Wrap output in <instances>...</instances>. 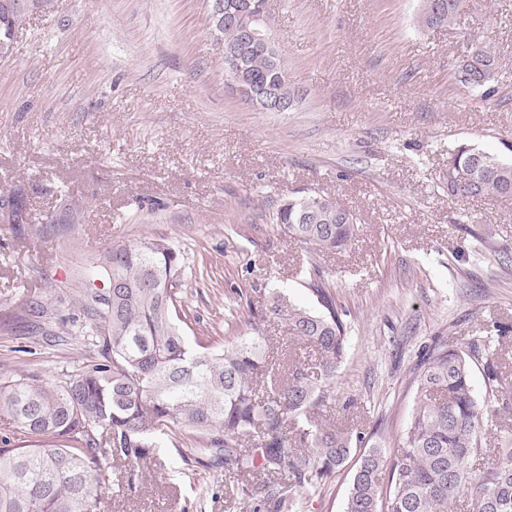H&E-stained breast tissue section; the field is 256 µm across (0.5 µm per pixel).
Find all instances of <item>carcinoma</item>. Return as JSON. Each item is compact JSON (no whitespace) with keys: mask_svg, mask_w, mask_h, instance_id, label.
<instances>
[{"mask_svg":"<svg viewBox=\"0 0 512 512\" xmlns=\"http://www.w3.org/2000/svg\"><path fill=\"white\" fill-rule=\"evenodd\" d=\"M462 2L421 0L420 25L457 24ZM27 15L0 9V32L17 29ZM221 35L224 51L244 60L253 84L294 98L282 65L264 44L244 41L241 24L224 23ZM474 61L455 70V79L484 87L497 62L483 50ZM448 164L475 175L473 183L453 187L457 194L505 197L512 189V162L474 145H459ZM272 220L319 252L346 248L357 235L354 216L316 192L284 201ZM182 276L180 252L164 238L106 249L97 277L121 287L110 299L103 288L87 286L80 295L83 336L99 357L50 377L24 373L0 383V411L29 441L12 448L9 437L0 439V512H101L111 483L157 460L155 451L172 435L195 437V454L256 479L243 492L257 496L265 512L297 510V492L334 480L353 448L364 445L362 436L311 423V412L333 401L348 345L345 313L321 282L310 281L318 307L276 292L264 308L250 309L249 335L220 348L188 342L180 326ZM268 316L286 321L297 339L314 347L325 384L296 364L275 378L265 354ZM471 362L470 351L445 343L427 350L401 447L392 455L372 445L360 455L344 512H453L464 497L476 512H512V437H504L493 462L476 466L486 455L483 431L498 418L509 384L486 361L487 392L477 403Z\"/></svg>","mask_w":512,"mask_h":512,"instance_id":"cac0c4a2","label":"carcinoma"}]
</instances>
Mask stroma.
I'll list each match as a JSON object with an SVG mask.
<instances>
[{"instance_id":"obj_1","label":"stroma","mask_w":512,"mask_h":512,"mask_svg":"<svg viewBox=\"0 0 512 512\" xmlns=\"http://www.w3.org/2000/svg\"><path fill=\"white\" fill-rule=\"evenodd\" d=\"M419 0H269V30L297 94L266 112L225 79L206 0H57L0 59V381L96 357L80 294L100 253L155 235L180 250L182 326L222 346L278 291L314 304L320 270L347 311L349 347L320 425L395 451L418 401L423 348L491 347L512 383V197L448 190L468 142L512 158V0H466L459 27L418 23ZM483 48L494 95L454 78ZM336 199L359 230L316 254L272 215L306 192ZM77 221L63 223L69 210ZM276 369L313 348L268 319ZM173 437L146 478L103 512H255L244 477L195 462ZM355 462L301 512H343Z\"/></svg>"}]
</instances>
